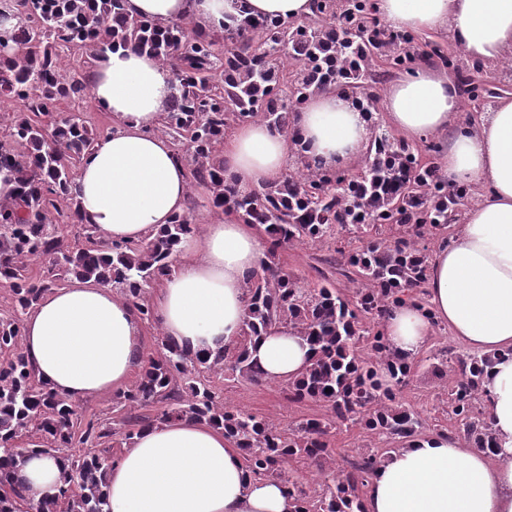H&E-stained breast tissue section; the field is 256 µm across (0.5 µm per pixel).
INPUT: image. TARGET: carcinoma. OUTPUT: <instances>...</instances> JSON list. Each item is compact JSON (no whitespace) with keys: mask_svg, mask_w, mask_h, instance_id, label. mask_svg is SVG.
Instances as JSON below:
<instances>
[{"mask_svg":"<svg viewBox=\"0 0 512 512\" xmlns=\"http://www.w3.org/2000/svg\"><path fill=\"white\" fill-rule=\"evenodd\" d=\"M0 102L21 101L3 113L0 170L15 179L16 193L0 200V281L13 311L0 315V512H110L106 492L114 461L112 423L82 422L78 403L40 382L24 351L23 316L65 279L93 278L118 290L140 319L155 325L149 290L173 272L177 247L198 231L193 214L197 187L214 209L257 228L266 249L260 270L245 283L246 319L239 340L216 351L191 352L163 334L162 351L144 359L136 380L114 396L128 413L123 441L170 420L189 419L224 430L248 472L281 482L295 512H363V488L391 456L422 437L419 414L404 406L399 390L412 378L416 354L389 342L384 325L408 301L427 310L429 255L423 241L456 225L474 188L448 192L431 139L412 145L372 129L362 166L327 167L296 144L292 167L260 188L224 175V136L241 123L259 121L298 137L296 113L328 90L346 92L365 77L413 73L422 52L418 32H394L376 15L373 0H313L304 19H247L236 28L206 31L185 20L164 26L130 17L124 0H0ZM118 47L153 56L174 76L168 112L158 131L169 136L189 170L190 207L152 237L132 244L108 242L83 223L77 165L109 130L87 124L79 113L59 112L65 100L84 98V71L62 67L71 50L94 62ZM428 54L444 68L460 66L439 44ZM73 224V239L63 226ZM396 235L383 237L385 230ZM368 234L361 246L352 235ZM325 245L326 259L340 267L351 293L331 282L300 285L279 261L295 245ZM45 265L33 274V265ZM286 327L310 347L311 361L288 381L290 400L312 402L324 414L288 430L242 409L214 391L210 376L231 371L253 383L266 380L250 359L249 345L273 327ZM498 353L474 355L433 372L448 377L446 412L464 443L508 459L494 429L483 379ZM154 407L152 416L140 411ZM349 423L396 448H366L346 468L330 448L333 430ZM89 446L74 455L71 450ZM33 452L59 457L63 480L42 497L26 493L19 473ZM298 460L324 476L309 494L287 468Z\"/></svg>","mask_w":512,"mask_h":512,"instance_id":"carcinoma-1","label":"carcinoma"}]
</instances>
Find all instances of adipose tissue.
<instances>
[{
	"mask_svg": "<svg viewBox=\"0 0 512 512\" xmlns=\"http://www.w3.org/2000/svg\"><path fill=\"white\" fill-rule=\"evenodd\" d=\"M394 28H449L472 58L512 57V0H377ZM130 16L164 24L189 19L204 27H234L254 17L302 18L312 0H126ZM172 75L153 57L120 48L99 59L90 85L112 115L113 132L97 141L76 170L85 223L116 242H136L182 213L188 171L172 143L155 134L167 112ZM455 82L424 68L394 80L383 102L386 124L417 141L442 133L438 164L449 184L481 191L448 245L429 259V312L397 307L385 334L414 352L434 323L467 348L502 352L484 380L494 428L512 455V95L466 121ZM310 156L348 164L369 138L364 113L329 91L310 98L296 115ZM288 135L261 122L236 126L224 140V168L242 184L279 181L294 160ZM262 244L250 225L218 219L178 248L176 274L154 290L153 308L164 336L197 352L232 344L245 317L247 277L259 267ZM24 347L40 378L71 400L124 385L141 360V322L112 287L73 279L45 294L24 322ZM272 381L302 372L310 351L293 331L275 328L251 349ZM41 493L61 480L56 458L30 456L20 472ZM107 493L112 512H294L282 483L252 477L223 430L173 420L143 430L115 461ZM365 512H512V458L492 463L440 435L394 453L364 496Z\"/></svg>",
	"mask_w": 512,
	"mask_h": 512,
	"instance_id": "ef3b65f1",
	"label": "adipose tissue"
}]
</instances>
